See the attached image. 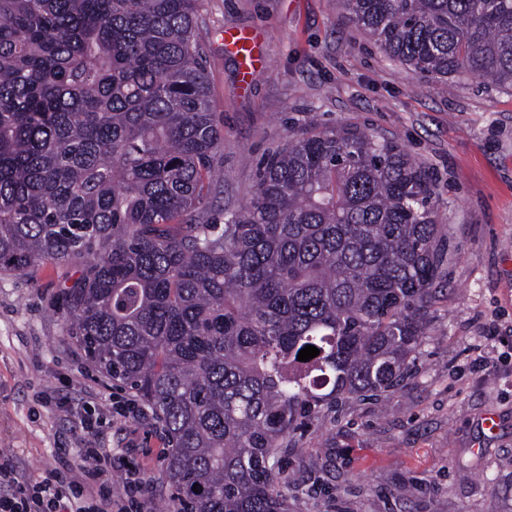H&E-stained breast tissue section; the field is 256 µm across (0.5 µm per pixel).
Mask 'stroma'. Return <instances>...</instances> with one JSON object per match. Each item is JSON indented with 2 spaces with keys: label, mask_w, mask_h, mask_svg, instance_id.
<instances>
[{
  "label": "stroma",
  "mask_w": 512,
  "mask_h": 512,
  "mask_svg": "<svg viewBox=\"0 0 512 512\" xmlns=\"http://www.w3.org/2000/svg\"><path fill=\"white\" fill-rule=\"evenodd\" d=\"M228 29L255 30L268 64L242 88ZM224 179L213 208L252 196L260 161L289 138L353 125L396 140L431 177L446 261L428 338L395 391L349 396L288 439V512H512V89L441 79L393 61L350 22L341 0H202ZM78 262L0 273V454L23 478L59 456L108 448L122 495L148 481L152 512H177L164 483L168 443L155 416L117 414L133 394L108 380L58 311ZM498 428L481 426L488 412ZM100 419L97 436L84 418Z\"/></svg>",
  "instance_id": "obj_1"
}]
</instances>
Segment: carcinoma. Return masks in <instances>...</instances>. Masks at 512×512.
Instances as JSON below:
<instances>
[{
  "instance_id": "obj_1",
  "label": "carcinoma",
  "mask_w": 512,
  "mask_h": 512,
  "mask_svg": "<svg viewBox=\"0 0 512 512\" xmlns=\"http://www.w3.org/2000/svg\"><path fill=\"white\" fill-rule=\"evenodd\" d=\"M199 2L0 0V272L85 261L65 324L155 411L186 512H287L302 420L407 376L445 231L428 173L353 126L289 139L212 217ZM343 3L402 65L512 88V0Z\"/></svg>"
}]
</instances>
